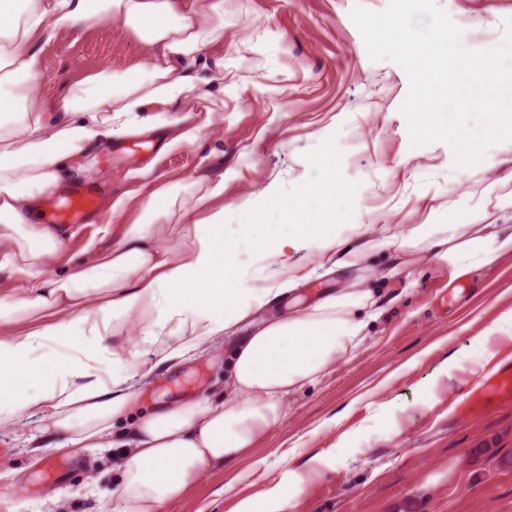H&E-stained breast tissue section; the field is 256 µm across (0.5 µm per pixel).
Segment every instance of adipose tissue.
I'll list each match as a JSON object with an SVG mask.
<instances>
[{
	"instance_id": "adipose-tissue-1",
	"label": "adipose tissue",
	"mask_w": 512,
	"mask_h": 512,
	"mask_svg": "<svg viewBox=\"0 0 512 512\" xmlns=\"http://www.w3.org/2000/svg\"><path fill=\"white\" fill-rule=\"evenodd\" d=\"M122 18L150 49L144 65L120 75L102 74L74 86L60 100L32 98L17 111L15 89H30L43 72L42 52L100 14ZM224 37V0H0V270L24 276L19 296L0 297V323L18 314L30 330L0 336V428H19L25 441L61 437L68 454L114 448L117 512H164L200 474L236 462L286 419L285 403L306 384L322 380L337 360L355 355L367 340L370 320L382 310L368 289L351 286L271 321L256 320L263 307L294 292L298 263L315 258L317 269L359 266L372 249L392 238L342 236L330 154L318 159L325 181L304 186L298 197L273 205L288 232L267 235L254 213L251 243L265 261L271 285L239 288L226 271L235 260L224 238V213L206 220L205 235L181 232L179 243L160 252L153 245L158 203L174 205V189L149 199L121 243L91 265L63 278H47L45 258L61 240L32 224L40 200L55 190L64 171L80 173L90 153L111 143L115 130L153 127L198 86V69L223 72L212 47ZM318 196L315 223L304 220L305 198ZM424 244L444 260L473 256L493 261L512 251V233L494 224L417 226L401 248ZM78 308L75 321L63 310ZM196 318H186L187 310ZM140 334L116 351L131 326ZM76 350L66 364L46 366L37 352L72 334ZM230 340L224 394L200 395L132 416L138 386L159 367L200 358L213 343ZM132 418L131 441L114 438V425Z\"/></svg>"
}]
</instances>
